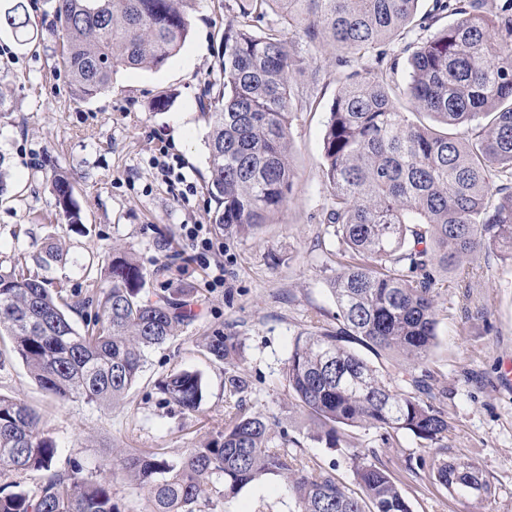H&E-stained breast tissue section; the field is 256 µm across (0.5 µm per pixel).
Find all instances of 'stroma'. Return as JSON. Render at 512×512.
<instances>
[{
	"label": "stroma",
	"instance_id": "35a3bbf8",
	"mask_svg": "<svg viewBox=\"0 0 512 512\" xmlns=\"http://www.w3.org/2000/svg\"><path fill=\"white\" fill-rule=\"evenodd\" d=\"M24 3L37 39L22 45L0 28V168L9 174L0 195V262L19 261L31 274L82 293L92 285L108 288L106 265L128 249L144 270L146 292L193 289L195 318L150 350L139 382L107 406L54 401L1 336L0 394L40 413L41 429L58 449L57 469L76 462L86 478L111 479L122 512H144L146 502L121 458L149 451L179 458L206 447L229 425L231 376L247 382L238 396L247 410L287 431L309 464L353 487L348 456L383 450L378 433L343 428L335 448L314 440L285 379L294 337L335 322L328 283L336 273V237L333 226L319 221L330 203L322 137L336 96L335 46L292 35L320 69L312 110L294 113L289 129L292 191L271 223L230 234L214 222L218 203L207 191L210 127L200 102L216 77L236 0H188L190 32L176 55L158 69L118 71L106 92L86 101L75 95L59 42L46 31L51 0ZM160 98L169 101L161 111L155 107ZM159 160L186 176L193 195L182 198V184L158 176ZM60 171L75 183L79 223L68 224L55 207L52 180ZM191 228L210 242L205 255L188 239ZM51 241L64 259L45 270L36 259ZM219 265L224 278L217 282ZM435 318L437 345L425 366L436 404L448 416L442 445L448 456L482 469L492 496L483 502L453 496L415 474L422 444L405 433L383 460L413 512H512V387L499 378L502 363L512 360V266L482 250L472 254L464 273L441 277ZM218 334L235 350L231 361L206 349L208 337ZM177 370L201 376L197 410L164 402L158 391L157 382ZM213 512H296V504L281 479L268 478L215 502Z\"/></svg>",
	"mask_w": 512,
	"mask_h": 512
}]
</instances>
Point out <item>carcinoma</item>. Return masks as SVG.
<instances>
[{"mask_svg":"<svg viewBox=\"0 0 512 512\" xmlns=\"http://www.w3.org/2000/svg\"><path fill=\"white\" fill-rule=\"evenodd\" d=\"M62 62L75 95L91 99L121 68L163 65L189 33L184 0H54ZM240 0L236 20L224 29L222 87L202 105L214 223L228 232L268 223L292 189L291 114L313 105L318 73L296 53L291 32L310 42L329 40L345 52L338 88L325 125L324 174L331 203L324 216L338 243L336 325L298 334L286 367L288 388L314 421L313 438L334 448L339 428L368 427L388 446L394 434L436 446L448 432L434 405L424 366L436 344V285L458 271L478 248L512 262V0L489 13L485 0ZM278 26H262L268 12ZM448 16L453 22L440 26ZM26 44L31 20L23 0L0 14ZM435 32L412 38L415 29ZM407 53L408 79L390 83L398 62L387 46ZM374 67L354 63L366 55ZM55 205L78 218L73 186L53 183ZM111 287L67 300L66 289L0 266V336L53 397L88 403L121 400L136 383L149 350L193 320L192 289L149 295L134 255L112 259ZM83 321L76 327L69 313ZM392 361L383 373L350 345ZM229 361L224 337L206 343ZM160 391L194 411L202 381L172 372ZM228 428L205 448L172 460L160 452L130 455L123 469L147 492L145 512H206L215 499L278 477L294 494L298 512H412L398 480L379 459L350 457L358 491L304 462L289 449L294 440L274 435L262 415L237 403ZM39 414L23 401L0 395V476L40 472L30 494L0 487V512H121L111 481L55 469L57 448L39 428ZM419 468L449 492L485 501L483 472L436 447Z\"/></svg>","mask_w":512,"mask_h":512,"instance_id":"obj_1","label":"carcinoma"}]
</instances>
